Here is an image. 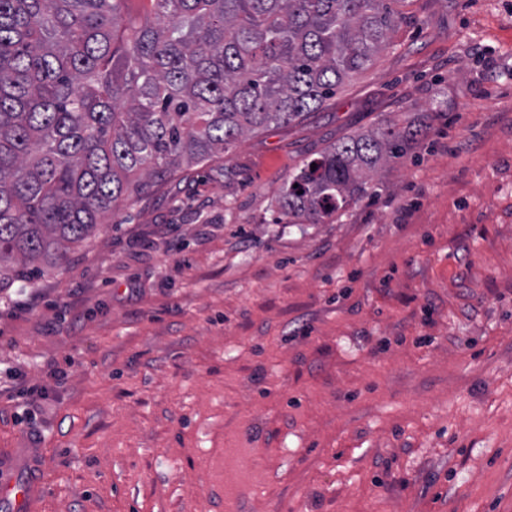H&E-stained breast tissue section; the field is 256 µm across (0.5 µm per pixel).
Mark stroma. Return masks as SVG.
<instances>
[{
  "mask_svg": "<svg viewBox=\"0 0 512 512\" xmlns=\"http://www.w3.org/2000/svg\"><path fill=\"white\" fill-rule=\"evenodd\" d=\"M307 116L0 293V453L37 512H512V0H406ZM424 134L323 224L288 177Z\"/></svg>",
  "mask_w": 512,
  "mask_h": 512,
  "instance_id": "35a3bbf8",
  "label": "stroma"
}]
</instances>
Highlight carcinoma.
I'll return each mask as SVG.
<instances>
[{
  "mask_svg": "<svg viewBox=\"0 0 512 512\" xmlns=\"http://www.w3.org/2000/svg\"><path fill=\"white\" fill-rule=\"evenodd\" d=\"M0 0V292L30 282L182 162L321 107L385 50L405 0ZM419 130L354 134L279 197L322 224ZM316 169H311V165Z\"/></svg>",
  "mask_w": 512,
  "mask_h": 512,
  "instance_id": "carcinoma-1",
  "label": "carcinoma"
}]
</instances>
